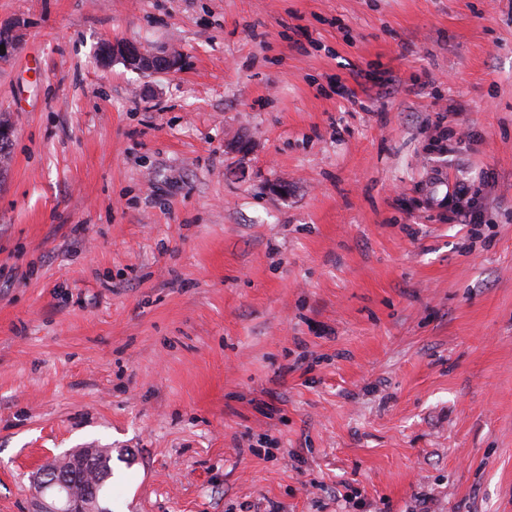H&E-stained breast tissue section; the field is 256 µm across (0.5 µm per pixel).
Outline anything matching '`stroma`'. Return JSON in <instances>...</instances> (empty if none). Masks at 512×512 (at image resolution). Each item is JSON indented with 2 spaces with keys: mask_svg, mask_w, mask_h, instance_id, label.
<instances>
[{
  "mask_svg": "<svg viewBox=\"0 0 512 512\" xmlns=\"http://www.w3.org/2000/svg\"><path fill=\"white\" fill-rule=\"evenodd\" d=\"M15 23L0 512L80 448L112 512H512V0H0ZM103 54L109 60H119L127 68L137 71H172L179 66L175 52L151 53L132 43L109 44ZM89 451L92 454L91 463L78 478L75 488L83 494L88 493L90 489H95L94 508L102 512H111L100 505L99 498L107 481L112 478V451L108 448H80L69 453V460Z\"/></svg>",
  "mask_w": 512,
  "mask_h": 512,
  "instance_id": "35a3bbf8",
  "label": "stroma"
}]
</instances>
